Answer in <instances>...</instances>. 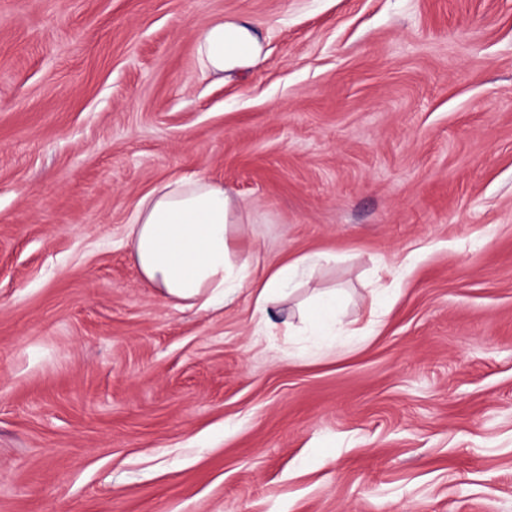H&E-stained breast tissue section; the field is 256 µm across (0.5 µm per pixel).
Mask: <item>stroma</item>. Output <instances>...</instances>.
<instances>
[{
  "mask_svg": "<svg viewBox=\"0 0 512 512\" xmlns=\"http://www.w3.org/2000/svg\"><path fill=\"white\" fill-rule=\"evenodd\" d=\"M193 176L357 332L147 288L134 203ZM0 512H512V0H0ZM198 58L205 75L232 76L253 68L262 58L263 43L254 25L244 18H221L195 32Z\"/></svg>",
  "mask_w": 512,
  "mask_h": 512,
  "instance_id": "obj_1",
  "label": "stroma"
}]
</instances>
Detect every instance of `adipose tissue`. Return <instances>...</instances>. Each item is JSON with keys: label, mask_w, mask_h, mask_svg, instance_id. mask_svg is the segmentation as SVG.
<instances>
[{"label": "adipose tissue", "mask_w": 512, "mask_h": 512, "mask_svg": "<svg viewBox=\"0 0 512 512\" xmlns=\"http://www.w3.org/2000/svg\"><path fill=\"white\" fill-rule=\"evenodd\" d=\"M204 74L232 76L253 68L263 43L244 18H221L195 32ZM248 204L223 185L207 178L166 181L136 202L126 242L142 280L175 307L206 310L224 302L237 289H251L259 316L301 285L300 274L315 265L319 254H306L277 265L260 266L254 253L235 250L230 236L246 223ZM343 300L335 290L317 291L301 311L314 335L332 336Z\"/></svg>", "instance_id": "adipose-tissue-1"}]
</instances>
